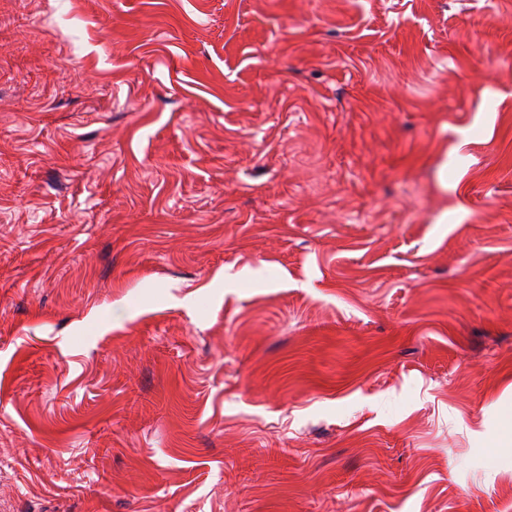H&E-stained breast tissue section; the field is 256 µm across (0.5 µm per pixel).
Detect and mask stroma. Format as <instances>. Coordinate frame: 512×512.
I'll return each instance as SVG.
<instances>
[{
    "label": "stroma",
    "instance_id": "obj_1",
    "mask_svg": "<svg viewBox=\"0 0 512 512\" xmlns=\"http://www.w3.org/2000/svg\"><path fill=\"white\" fill-rule=\"evenodd\" d=\"M512 0H0V512H512Z\"/></svg>",
    "mask_w": 512,
    "mask_h": 512
}]
</instances>
